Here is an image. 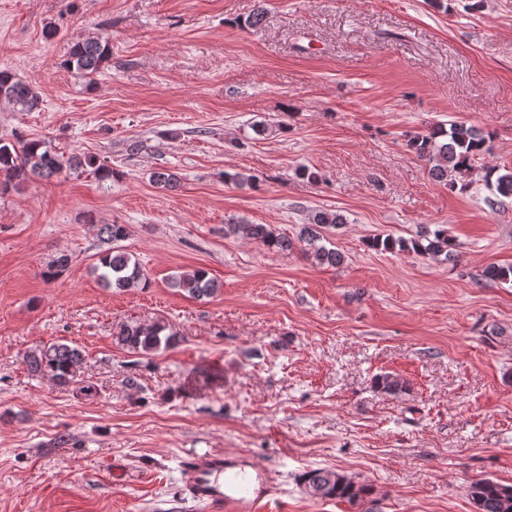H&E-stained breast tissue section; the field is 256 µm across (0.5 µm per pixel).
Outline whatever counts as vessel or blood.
<instances>
[{"label": "vessel or blood", "mask_w": 512, "mask_h": 512, "mask_svg": "<svg viewBox=\"0 0 512 512\" xmlns=\"http://www.w3.org/2000/svg\"><path fill=\"white\" fill-rule=\"evenodd\" d=\"M179 490L205 512H269L283 494L275 470L218 452L182 459Z\"/></svg>", "instance_id": "vessel-or-blood-1"}]
</instances>
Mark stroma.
<instances>
[{
    "label": "stroma",
    "instance_id": "obj_1",
    "mask_svg": "<svg viewBox=\"0 0 512 512\" xmlns=\"http://www.w3.org/2000/svg\"><path fill=\"white\" fill-rule=\"evenodd\" d=\"M256 3L0 0V70L41 97L0 101V139L112 170L0 192V512H203L178 477L207 451L277 470L281 512H474L471 482L512 486V278L484 275L512 267V198L489 204L483 181L512 166V0H266L250 28ZM88 37L112 45L92 88L63 64ZM453 121L491 136L454 188L406 146ZM318 210L345 218L341 266L225 230L293 237ZM103 224L128 225L147 288L97 283ZM425 227L454 260L366 244ZM199 267L213 297L169 288ZM158 320L169 349L114 338ZM54 343L81 350L92 395L29 374L25 355ZM316 468L370 492L313 498L300 477ZM66 167L69 170H73L77 172L78 170L86 171L90 168L93 173L98 176L100 179L104 180L112 176V170L94 155H70L65 161ZM230 233L248 240L259 242L267 248L285 253L294 247L288 235L278 233L267 224H248L243 221L227 224Z\"/></svg>",
    "mask_w": 512,
    "mask_h": 512
}]
</instances>
